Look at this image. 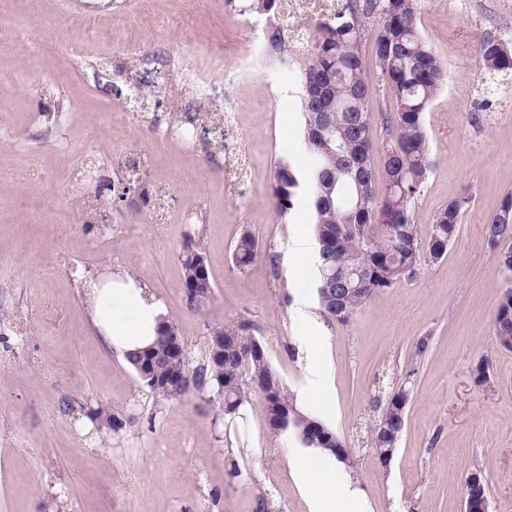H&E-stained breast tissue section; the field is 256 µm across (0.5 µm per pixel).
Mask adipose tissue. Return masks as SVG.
I'll return each instance as SVG.
<instances>
[{"mask_svg":"<svg viewBox=\"0 0 512 512\" xmlns=\"http://www.w3.org/2000/svg\"><path fill=\"white\" fill-rule=\"evenodd\" d=\"M91 329L103 348L119 359L147 348L156 328L166 316L158 300L137 276L125 271L105 269L92 279L86 293ZM296 475L308 498L312 512H367L360 491L344 474L340 462L323 454L322 463L310 465L306 451L294 449Z\"/></svg>","mask_w":512,"mask_h":512,"instance_id":"ef3b65f1","label":"adipose tissue"}]
</instances>
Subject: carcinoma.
Masks as SVG:
<instances>
[{
  "mask_svg": "<svg viewBox=\"0 0 512 512\" xmlns=\"http://www.w3.org/2000/svg\"><path fill=\"white\" fill-rule=\"evenodd\" d=\"M281 2L252 0L251 9L272 19L282 13ZM417 5L418 0H345L321 14L301 78V131L310 163L301 170L281 159L273 171L270 194L280 213L291 214L302 201L311 211L316 242L313 288L323 314L341 325L378 292L417 278L425 264L442 259L471 203L468 196L448 201L425 235L415 224V208L433 167L424 116L448 80L446 63L418 28ZM368 36L381 85L391 99L379 132L366 105L370 69L362 46ZM266 44L268 52L288 66L287 30L270 25ZM480 58L492 75L512 73V52L493 37L482 41ZM136 85L143 102L162 106L156 81L142 77ZM378 147L385 158L386 186L381 195L372 166ZM506 212L512 213L511 192L484 225L492 248L512 240V222L502 220ZM199 254L189 244L181 254L186 301L195 310L210 303L214 293L208 270L194 262ZM262 254L278 271L275 246L261 245L251 227H242L231 253L234 266L244 270ZM510 264L508 246L497 258L505 290L492 336L498 347L512 351V279H506L504 271ZM430 341L425 336L414 345L407 374L418 373ZM199 355L201 363L190 367L187 345L169 320L154 346L130 357V366L160 401L208 391L209 401L233 420L258 393L273 437L287 435L309 449L346 447L322 419L300 410L295 394L272 369L265 345L247 325L208 330ZM406 409L387 394L370 427L373 446L387 448L389 435H402Z\"/></svg>",
  "mask_w": 512,
  "mask_h": 512,
  "instance_id": "cac0c4a2",
  "label": "carcinoma"
}]
</instances>
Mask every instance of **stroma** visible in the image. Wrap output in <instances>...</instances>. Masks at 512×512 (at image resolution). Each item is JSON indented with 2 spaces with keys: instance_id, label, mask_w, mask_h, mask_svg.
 <instances>
[{
  "instance_id": "obj_1",
  "label": "stroma",
  "mask_w": 512,
  "mask_h": 512,
  "mask_svg": "<svg viewBox=\"0 0 512 512\" xmlns=\"http://www.w3.org/2000/svg\"><path fill=\"white\" fill-rule=\"evenodd\" d=\"M421 0L417 23L445 61L448 82L425 114L433 168L416 207L428 231L449 200L472 203L444 258L377 293L344 325L322 320L325 381L310 384L298 301L315 305L306 206L281 214L270 182L277 160L307 164L300 127V64L281 67L264 38L242 40L239 18L265 28L250 0H0L15 44L0 48V512H309L259 399L226 430L196 394L160 401L127 364L104 354L85 321L88 280L119 267L146 280L190 355L208 329L248 322L287 387L309 401L352 450L346 471L369 512H464L463 480H487L490 512H512V351L492 320L504 291L483 226L512 192V75L488 78L481 41L512 46V0ZM86 51L68 55L69 42ZM224 86L203 101L185 73ZM161 72L163 98L140 108L123 93L132 75ZM232 108L224 153L188 123L199 103ZM136 159L150 207L97 197ZM281 254L236 269L242 226ZM202 249L214 285L201 310L186 304L180 253ZM430 336L414 378L393 461L382 466L367 424L386 384L402 381L413 345ZM489 377L476 384L480 358ZM110 406L135 424L96 432L90 411Z\"/></svg>"
}]
</instances>
